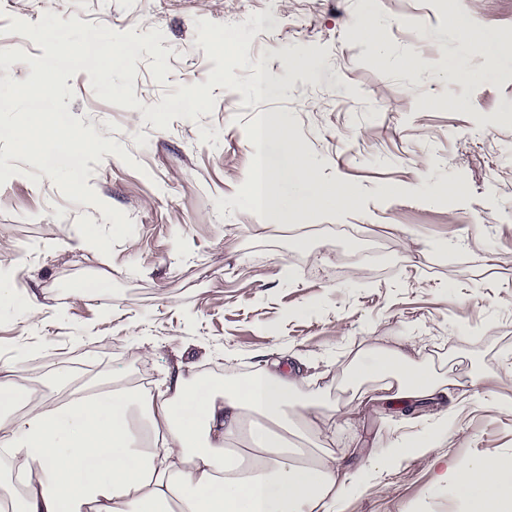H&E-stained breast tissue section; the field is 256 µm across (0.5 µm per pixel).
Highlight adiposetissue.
Instances as JSON below:
<instances>
[{
  "label": "adipose tissue",
  "mask_w": 512,
  "mask_h": 512,
  "mask_svg": "<svg viewBox=\"0 0 512 512\" xmlns=\"http://www.w3.org/2000/svg\"><path fill=\"white\" fill-rule=\"evenodd\" d=\"M254 133L250 202L262 223L287 210L285 187L305 184V205L336 206L348 195L293 165L299 143ZM347 379L373 382L406 403L448 395L432 362L407 350L362 352ZM321 399L305 377L263 368L241 382L204 391L179 367L155 388L120 381L57 404L22 393L0 376V507L6 512H343L364 470L306 447L289 411L313 412ZM470 512H512V461L481 459L448 468Z\"/></svg>",
  "instance_id": "ef3b65f1"
}]
</instances>
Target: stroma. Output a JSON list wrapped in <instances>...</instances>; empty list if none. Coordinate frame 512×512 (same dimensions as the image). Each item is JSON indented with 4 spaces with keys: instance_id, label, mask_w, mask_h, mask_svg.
Here are the masks:
<instances>
[{
    "instance_id": "obj_1",
    "label": "stroma",
    "mask_w": 512,
    "mask_h": 512,
    "mask_svg": "<svg viewBox=\"0 0 512 512\" xmlns=\"http://www.w3.org/2000/svg\"><path fill=\"white\" fill-rule=\"evenodd\" d=\"M48 11L160 29L170 71L156 83L139 51L134 96L149 112L100 99L87 71L66 79L70 115L132 158L87 161L98 205L9 159L0 266L15 277L0 298V365L57 401L115 377L154 383L181 363L241 379L276 361L326 393L319 426L336 455L368 459L389 437L433 444L361 485L345 512H468L438 483L439 457L512 455V60L489 63L451 16L512 37V0H0V50L43 57L3 29ZM413 54L431 81L409 72ZM268 115L301 143L298 165L344 185L348 203L303 212L294 182L283 230L263 227L248 181ZM104 204L135 224L108 256L81 247L75 226L86 215L111 231ZM32 294L45 308L35 324ZM401 344L442 363L458 408L343 389L358 351Z\"/></svg>"
}]
</instances>
